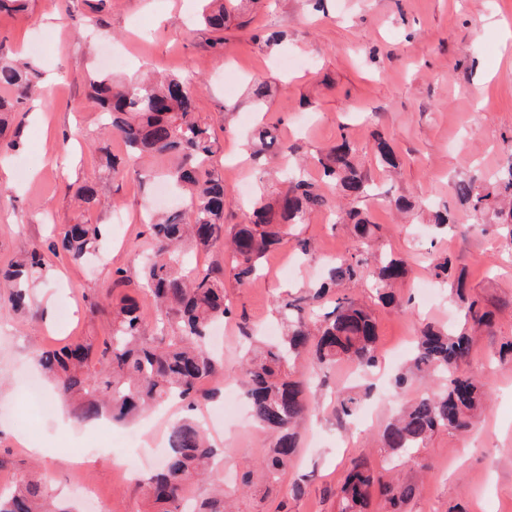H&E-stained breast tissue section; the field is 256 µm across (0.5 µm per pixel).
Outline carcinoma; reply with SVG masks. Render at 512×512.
<instances>
[{"mask_svg":"<svg viewBox=\"0 0 512 512\" xmlns=\"http://www.w3.org/2000/svg\"><path fill=\"white\" fill-rule=\"evenodd\" d=\"M201 25L210 31H224V0H198ZM37 64L18 61L0 52V90L15 94L0 96L3 115L21 110L24 101L42 94ZM199 87L181 75L141 76L116 80L108 73L89 74V98L100 112L107 133L118 135L126 157L112 159V174H123L131 160L144 157H173L176 163L162 173L173 188L188 198L189 221L183 212L153 214L147 230L153 244V258L143 266L138 281L126 271H112L111 287H132L149 293L156 308V322L162 336L155 342L144 336L143 315L132 296L98 297L91 310L110 311V336L102 346L91 341H70L51 350H35L37 364L57 380L62 399L69 403L76 418L92 421L109 412L116 421H133L164 403L179 400L193 406L208 397L205 382L218 370L219 362L208 349L211 327L232 314L224 301V272L219 267L196 269L186 264L184 248L233 258L232 270L241 285L253 282L261 259L267 252L288 244V228L304 224L310 213L332 210V200L321 186L291 169L285 186L270 201L259 202L249 222L224 228V207L229 191L224 180L210 169L218 144L209 128L197 118ZM243 146L259 159L264 153L284 158L297 154L299 147L282 139L278 128L265 125L248 136ZM373 150L385 168H396L397 158L383 136L375 138ZM324 183L355 199L367 194L366 176L354 163L353 149L342 139L317 156ZM455 197L476 212L493 215L494 224L511 227L512 163L502 169L492 185L472 176L452 182ZM337 223L351 224L365 238L373 224L356 208L336 215ZM434 225L462 233V225L444 204L435 212ZM108 233L105 224H68L59 235L32 250L29 255L0 269V279L11 283L10 301L25 305L30 281L37 272L49 273L45 253L63 255L80 263L99 249ZM432 276L445 282L457 274L455 295L461 303L466 323L474 329L491 326V313L484 302L467 292L463 269L453 254L438 255L430 263ZM407 272L405 261L387 255L372 265L364 251L348 248L330 268L328 280L304 296L288 295L280 306L287 331L279 340L259 347L245 358L238 380L249 400L252 416L274 439L270 454L251 465L242 481H272L293 465L298 448L297 428L310 410L316 389L308 377L291 379L286 367L306 350L313 352L320 366L349 361L362 371H371L378 362L377 326L373 314L350 297L338 296L319 324L312 323L309 302L324 297L342 282H368L376 285L379 302L402 305L392 284ZM471 336L427 323L420 327L416 346L407 364L395 374L393 385L404 390L416 372L448 378L442 391L426 392L413 399L403 413L389 422L382 440L390 454L400 456L421 447L435 432L469 430L476 413L489 399L485 383L466 371L471 354ZM371 387L340 395L336 412L345 421L355 415ZM218 449L207 432L192 416L172 424L167 451L156 473L146 478L142 492L153 512H185L183 491L212 477ZM415 488L384 479L363 461H354L340 488V512H365L373 493L389 504L390 512L414 494ZM0 512H76L68 504L54 500L47 482H34L24 475L14 480L10 490L0 493ZM193 512H225L224 493L216 491L193 505Z\"/></svg>","mask_w":512,"mask_h":512,"instance_id":"obj_1","label":"carcinoma"}]
</instances>
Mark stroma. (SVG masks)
I'll return each instance as SVG.
<instances>
[{
	"instance_id": "35a3bbf8",
	"label": "stroma",
	"mask_w": 512,
	"mask_h": 512,
	"mask_svg": "<svg viewBox=\"0 0 512 512\" xmlns=\"http://www.w3.org/2000/svg\"><path fill=\"white\" fill-rule=\"evenodd\" d=\"M193 11V0H114L94 18L83 0H29L22 14H0L4 52L28 57L34 42L51 38L45 53L33 55L44 93L14 115L23 147L6 159L7 174L0 178V267L22 259L65 224H107L112 230L96 259L76 264L49 257L53 274L30 288L25 308H12L7 288L0 287V488L24 473L48 479L60 498L83 503L85 512L100 505L112 512H148L137 480L161 465L165 451L154 442L181 413L174 404L128 426L80 422L63 409L42 419L26 390L27 379L39 374L34 347L103 336L110 317L91 314V299L115 268L138 277L151 249L144 216L159 201L154 181L132 174L113 178L106 157L123 155L119 137L106 139L107 153L96 150L101 123L87 99L85 75L92 59L109 47L127 54L116 78L151 69L188 76L199 85L197 116L221 147L215 169L231 175L225 224L242 223L264 191L257 164L238 152L241 136L247 126L274 124L311 157L344 139L355 147V162L375 191L343 204L359 208L375 224L371 254L392 251L408 262L409 273L397 288L406 306L376 305L366 283L338 287L370 306L377 323L378 367L364 379L375 392L357 412L362 425L356 434L336 419V393L364 380L349 378L345 364L315 368L309 355L289 370L313 374L318 399L300 424L296 463L277 481L248 491L241 487L244 464L272 446L251 412L225 420L212 434L224 450L219 475L231 512H275L283 499L289 512H338L336 494L354 459L414 486L403 512H512V362L495 357L500 344L512 340V245L498 229L478 228L476 216L458 205L451 190L454 181L475 172L493 175L512 161V58L501 34L503 24L512 25V0H324L319 6L313 0H253L231 17L220 47L214 33L193 22ZM264 27L286 32L287 40L274 51L253 43L250 30ZM253 80L274 89L261 112L248 101ZM378 132L400 160L395 171L382 169L374 158ZM86 183L97 190L96 205L76 195ZM397 196L415 205L408 220L390 204ZM442 202L471 225L468 236L432 226L431 207ZM116 212L123 223H113ZM325 217L313 212L296 228L309 244L307 254L291 247L271 251L260 277L244 287L225 275L224 294L236 314L224 324L225 382L235 383L250 346L237 316H245L258 341H265L268 331L282 328L279 301L308 292L325 277L330 261L351 246V230ZM436 252L459 257L471 294L495 316L490 331L473 335L468 361L492 403L470 433L440 431L393 469L381 436L406 397L393 395L391 379L401 364L390 353L411 346L420 323L461 324L450 285L439 287L433 306L417 298L418 283L429 277L428 258ZM129 432L144 443L135 465L110 444ZM32 443L49 449V456L30 454ZM73 455L96 462L76 467L68 462ZM297 482L305 492L290 496ZM87 484L97 491L98 505L84 504Z\"/></svg>"
}]
</instances>
